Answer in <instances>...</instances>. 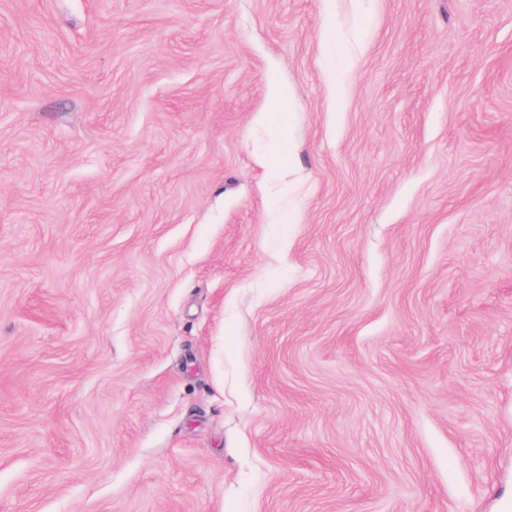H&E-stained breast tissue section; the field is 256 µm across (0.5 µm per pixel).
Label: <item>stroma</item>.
Instances as JSON below:
<instances>
[{
    "label": "stroma",
    "instance_id": "obj_1",
    "mask_svg": "<svg viewBox=\"0 0 512 512\" xmlns=\"http://www.w3.org/2000/svg\"><path fill=\"white\" fill-rule=\"evenodd\" d=\"M0 512H512V0H0ZM322 40L325 45L328 74L336 86H340L347 75L349 60L337 48L334 49L335 38L330 30L324 31Z\"/></svg>",
    "mask_w": 512,
    "mask_h": 512
}]
</instances>
